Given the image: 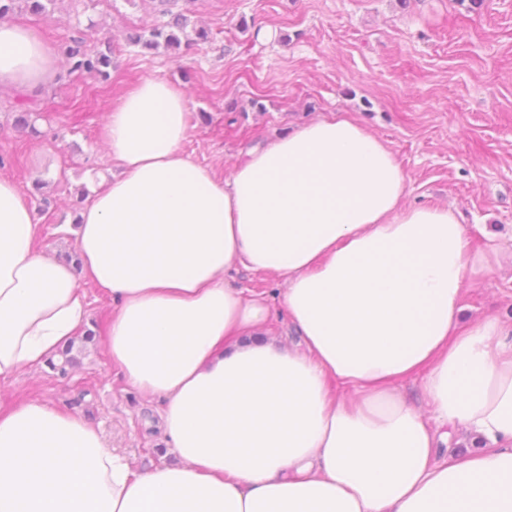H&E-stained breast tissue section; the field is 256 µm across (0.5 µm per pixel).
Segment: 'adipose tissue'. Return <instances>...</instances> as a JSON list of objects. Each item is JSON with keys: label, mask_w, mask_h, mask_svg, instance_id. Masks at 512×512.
<instances>
[{"label": "adipose tissue", "mask_w": 512, "mask_h": 512, "mask_svg": "<svg viewBox=\"0 0 512 512\" xmlns=\"http://www.w3.org/2000/svg\"><path fill=\"white\" fill-rule=\"evenodd\" d=\"M60 51L0 22V86L54 81ZM188 99L143 79L109 112L117 173L68 229L81 273L36 245L0 177V383L46 367L112 298L104 343L126 383L162 399L170 463L133 470L83 417L0 412V512H512V319L460 324L501 267L448 207L405 202L388 144L347 114L246 150L226 176L183 151ZM279 276L300 347L271 333ZM421 383L410 402L406 381ZM465 432L480 449L444 453ZM235 284L240 288H250L268 292L270 305L278 308L279 295L286 288L284 282L272 274H257L240 271L235 275Z\"/></svg>", "instance_id": "ef3b65f1"}]
</instances>
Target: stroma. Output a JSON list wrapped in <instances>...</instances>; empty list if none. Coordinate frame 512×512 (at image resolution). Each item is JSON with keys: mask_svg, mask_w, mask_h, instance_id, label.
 <instances>
[{"mask_svg": "<svg viewBox=\"0 0 512 512\" xmlns=\"http://www.w3.org/2000/svg\"><path fill=\"white\" fill-rule=\"evenodd\" d=\"M189 29L211 32L194 49L146 51L128 33L153 26L158 0H57L12 21L61 44L113 40L109 79L60 73L32 92L43 135L14 127L17 88H0V176L32 207L40 246L65 257L68 223L112 175L107 112L141 80L160 76L189 99L183 149L224 175L240 153L333 112L350 113L392 149L410 204L449 206L469 249L512 253V0H175ZM512 319V265L464 300L462 322ZM40 401L85 417L134 470L164 462L159 400L129 388L104 346L65 376L24 368L0 383V408Z\"/></svg>", "mask_w": 512, "mask_h": 512, "instance_id": "35a3bbf8", "label": "stroma"}]
</instances>
